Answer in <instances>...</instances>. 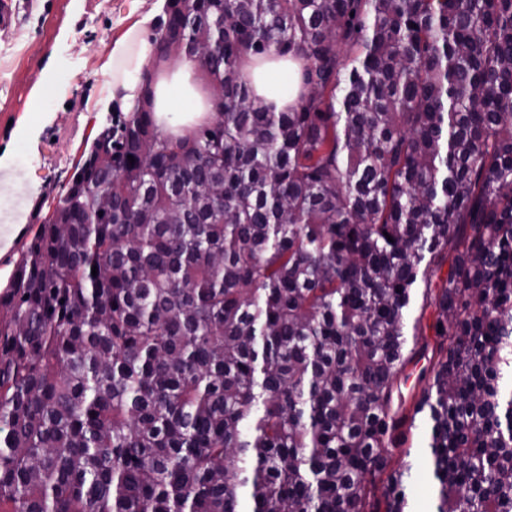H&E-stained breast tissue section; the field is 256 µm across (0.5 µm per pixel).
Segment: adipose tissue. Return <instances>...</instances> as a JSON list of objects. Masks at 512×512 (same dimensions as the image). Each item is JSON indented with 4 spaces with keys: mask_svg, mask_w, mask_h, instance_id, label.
I'll return each mask as SVG.
<instances>
[{
    "mask_svg": "<svg viewBox=\"0 0 512 512\" xmlns=\"http://www.w3.org/2000/svg\"><path fill=\"white\" fill-rule=\"evenodd\" d=\"M148 55L138 42L136 30H128L112 46V63L117 70L113 76L108 102L122 111H131L137 104L143 82L141 72ZM298 64L280 58L248 59L245 70L259 96L272 101L276 110H285L294 103L291 81ZM194 62L185 60L177 68H162L155 85L154 112L160 130L167 134H182L186 129L215 119L208 93L191 78Z\"/></svg>",
    "mask_w": 512,
    "mask_h": 512,
    "instance_id": "ef3b65f1",
    "label": "adipose tissue"
}]
</instances>
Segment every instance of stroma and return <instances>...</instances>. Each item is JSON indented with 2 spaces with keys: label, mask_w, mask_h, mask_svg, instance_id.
Masks as SVG:
<instances>
[{
  "label": "stroma",
  "mask_w": 512,
  "mask_h": 512,
  "mask_svg": "<svg viewBox=\"0 0 512 512\" xmlns=\"http://www.w3.org/2000/svg\"><path fill=\"white\" fill-rule=\"evenodd\" d=\"M160 0H28L8 30L13 45L0 53V254L4 292L27 242L64 199L70 179L96 136L122 119L102 102L112 87V45L130 27L149 39ZM409 454L393 449L392 468L412 463L408 512H432L436 488L427 433L415 425Z\"/></svg>",
  "instance_id": "1"
}]
</instances>
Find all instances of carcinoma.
Listing matches in <instances>:
<instances>
[{
  "mask_svg": "<svg viewBox=\"0 0 512 512\" xmlns=\"http://www.w3.org/2000/svg\"><path fill=\"white\" fill-rule=\"evenodd\" d=\"M151 42L209 45L218 118L163 133L145 81L26 245L0 512H405L419 415L435 512H512V0H170ZM244 69L252 79L256 93L272 101L277 112L296 100V91L291 92V73H297L298 63L280 58H251L246 60ZM428 365L427 354L425 357L417 358L413 363L409 364L405 370L404 376H408L405 385H402L403 400L405 406H409L414 401L423 386V382L419 380L420 373L424 367Z\"/></svg>",
  "mask_w": 512,
  "mask_h": 512,
  "instance_id": "cac0c4a2",
  "label": "carcinoma"
}]
</instances>
